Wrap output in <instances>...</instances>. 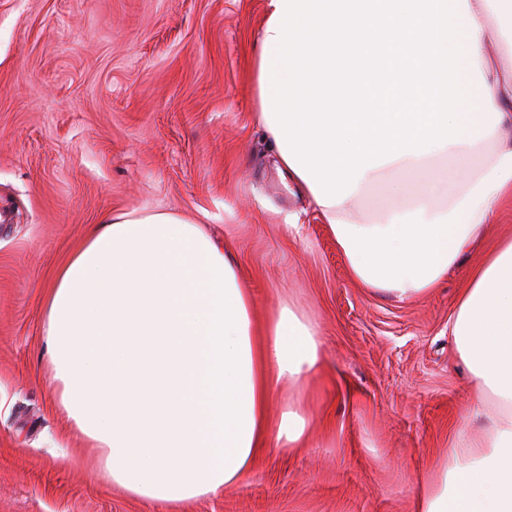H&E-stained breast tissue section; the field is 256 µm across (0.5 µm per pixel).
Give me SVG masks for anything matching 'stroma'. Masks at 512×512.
<instances>
[{
  "label": "stroma",
  "instance_id": "1",
  "mask_svg": "<svg viewBox=\"0 0 512 512\" xmlns=\"http://www.w3.org/2000/svg\"><path fill=\"white\" fill-rule=\"evenodd\" d=\"M266 0H0V512H416L477 389L448 332L468 272L512 239V207L440 288L410 302L351 279L257 121ZM170 212L235 256L258 319L287 305L323 358L280 381L304 447L268 440L215 498L175 510L98 479L55 406L44 292L107 214ZM300 234L288 232L289 222Z\"/></svg>",
  "mask_w": 512,
  "mask_h": 512
}]
</instances>
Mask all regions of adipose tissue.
Listing matches in <instances>:
<instances>
[{"instance_id":"1","label":"adipose tissue","mask_w":512,"mask_h":512,"mask_svg":"<svg viewBox=\"0 0 512 512\" xmlns=\"http://www.w3.org/2000/svg\"><path fill=\"white\" fill-rule=\"evenodd\" d=\"M257 45V119L352 280L400 301L440 287L512 206V0H266ZM450 333L478 395L418 512H512V240L471 270ZM44 336L87 463L133 497H215L268 439L303 443L304 417L267 402L319 368L316 324L286 305L257 322L189 219L103 217L49 286Z\"/></svg>"}]
</instances>
